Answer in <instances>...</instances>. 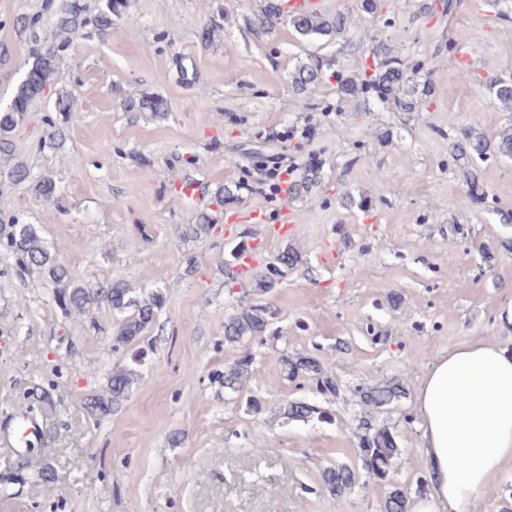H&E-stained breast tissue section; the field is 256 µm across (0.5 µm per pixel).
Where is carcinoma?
<instances>
[{"label": "carcinoma", "mask_w": 512, "mask_h": 512, "mask_svg": "<svg viewBox=\"0 0 512 512\" xmlns=\"http://www.w3.org/2000/svg\"><path fill=\"white\" fill-rule=\"evenodd\" d=\"M103 2L104 5L92 15L83 0H44L43 11L49 16L52 26L50 35L33 54L23 79L10 99L4 104L0 102V182L17 184L29 181L36 196L48 202L59 200L56 182L48 174L33 175L28 164L15 156L12 135L29 112L33 99L41 96L45 87L55 83L60 67L73 49V37L90 25L102 34L107 33L112 29V16L119 14V9L127 7V0ZM41 19L40 14L22 13L16 16L14 23L19 31L30 30L36 35ZM289 23L303 36L339 35L347 30L350 20L341 13L330 18L314 11L291 14ZM365 58L376 60L374 74L367 73L370 66L363 62L362 74L355 79L336 75V103L340 104L348 97L359 95L375 96L384 102L393 101L401 112L413 110L415 105L401 99L399 93L410 80V75L416 74L419 65H413L408 71L397 59L381 61L374 48L369 50ZM323 81V66L316 57H310L299 65L293 75L294 87L300 93L318 87ZM489 91L500 105L512 109V78H492ZM130 107L149 112L155 117L167 115L165 103L157 98H143L136 105L130 104ZM54 109V113L45 116L47 129L45 138L38 144L40 151H59L65 143L64 125L70 117L69 96L58 94ZM464 140L482 161L493 151L512 155V134L500 137L495 148L481 138L470 140L468 134ZM0 254L13 259L19 274H38L49 281L52 285V300L65 316L76 313L83 315L102 306L114 314L122 315L119 328L112 337V347L115 349L140 340L155 322L164 304L162 293L152 291L137 298L124 281L117 280L106 285L80 281L69 265L52 255L36 229L30 224L20 223L15 215L0 217ZM298 259L294 250H282L269 273L256 276V288L263 292L275 288L276 277L295 265ZM273 318L274 314L267 307L242 306L224 322V342L234 346L245 339L261 341L267 336ZM281 362L288 378L311 377L316 380L321 393L332 396L337 394L336 381L323 372L316 358L304 354L284 355ZM252 363V357L245 352L226 364L224 374L220 375L224 388L232 392L242 391ZM136 380L137 374L133 370L121 366L113 368L106 389L86 398L89 413L95 418L112 414L127 398ZM404 394V385L398 381L365 387L359 392L362 404L371 409L387 406ZM287 414L294 421L307 422L311 418L320 422L332 421L325 411L306 401L290 402ZM359 448L361 466L337 465L323 470L322 480L326 491L336 498L342 497L358 485L360 474L364 472L369 478L390 486V491L380 503V512H408L409 499L394 478L401 455L394 431L386 425L373 427L368 424L359 436Z\"/></svg>", "instance_id": "obj_1"}]
</instances>
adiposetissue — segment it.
Segmentation results:
<instances>
[{
  "mask_svg": "<svg viewBox=\"0 0 512 512\" xmlns=\"http://www.w3.org/2000/svg\"><path fill=\"white\" fill-rule=\"evenodd\" d=\"M429 494L414 512H470L512 465V350L476 339L430 364L416 389Z\"/></svg>",
  "mask_w": 512,
  "mask_h": 512,
  "instance_id": "adipose-tissue-1",
  "label": "adipose tissue"
}]
</instances>
